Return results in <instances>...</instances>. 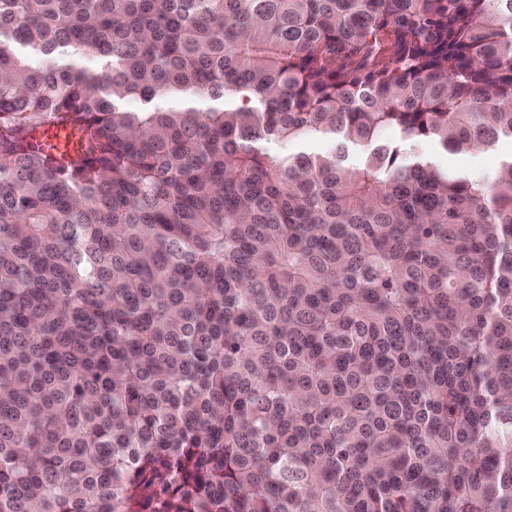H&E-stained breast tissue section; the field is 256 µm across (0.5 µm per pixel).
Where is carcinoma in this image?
Returning <instances> with one entry per match:
<instances>
[{
  "label": "carcinoma",
  "instance_id": "1",
  "mask_svg": "<svg viewBox=\"0 0 512 512\" xmlns=\"http://www.w3.org/2000/svg\"><path fill=\"white\" fill-rule=\"evenodd\" d=\"M503 138L512 0H0V512H512ZM77 138L71 129L52 128L42 140L44 147L49 151L73 149ZM337 149V143L324 139H310L305 141H290L284 142H272L268 144V150L271 154L278 156L281 155H295L298 153H307L311 155L325 154ZM416 149L420 153L432 157L441 171L463 172L477 180H491L501 160L512 153V142L504 139L497 142L492 148L466 154L446 152L433 140L421 142Z\"/></svg>",
  "mask_w": 512,
  "mask_h": 512
}]
</instances>
